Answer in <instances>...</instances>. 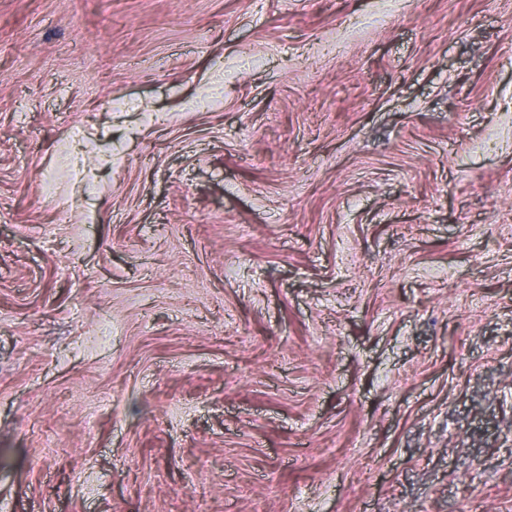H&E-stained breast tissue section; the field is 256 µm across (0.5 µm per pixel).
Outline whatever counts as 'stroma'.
Returning <instances> with one entry per match:
<instances>
[{"label": "stroma", "instance_id": "stroma-1", "mask_svg": "<svg viewBox=\"0 0 512 512\" xmlns=\"http://www.w3.org/2000/svg\"><path fill=\"white\" fill-rule=\"evenodd\" d=\"M0 512H512V0H0Z\"/></svg>", "mask_w": 512, "mask_h": 512}]
</instances>
